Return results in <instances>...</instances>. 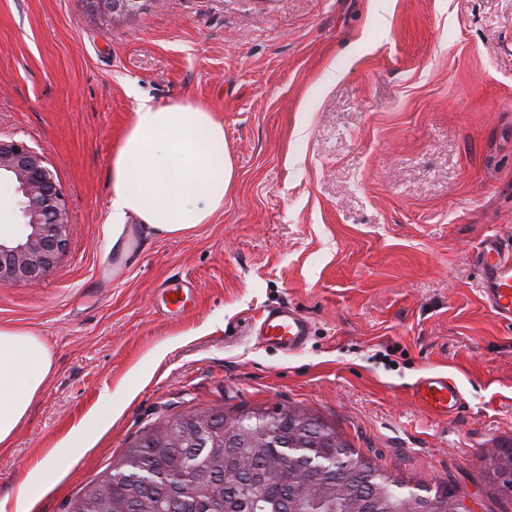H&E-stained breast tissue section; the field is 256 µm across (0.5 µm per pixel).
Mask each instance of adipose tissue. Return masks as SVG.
Instances as JSON below:
<instances>
[{
  "instance_id": "obj_1",
  "label": "adipose tissue",
  "mask_w": 512,
  "mask_h": 512,
  "mask_svg": "<svg viewBox=\"0 0 512 512\" xmlns=\"http://www.w3.org/2000/svg\"><path fill=\"white\" fill-rule=\"evenodd\" d=\"M134 118L109 168L108 222L123 231L137 219L147 234L187 236L223 208L235 182L224 125L206 106L175 102L160 105L130 88ZM53 365L52 353L34 332L0 327V447H7L27 415ZM88 435L77 426L29 468V490L53 482L59 456L77 453Z\"/></svg>"
}]
</instances>
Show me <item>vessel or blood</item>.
Listing matches in <instances>:
<instances>
[{"mask_svg":"<svg viewBox=\"0 0 512 512\" xmlns=\"http://www.w3.org/2000/svg\"><path fill=\"white\" fill-rule=\"evenodd\" d=\"M476 263L483 299L499 321L512 325V247L498 236H488L476 253ZM310 332V320L290 306L268 309L257 325L259 341L286 355L302 350ZM412 397L428 415L444 420L462 413L466 404L455 380L438 372L420 378Z\"/></svg>","mask_w":512,"mask_h":512,"instance_id":"vessel-or-blood-1","label":"vessel or blood"}]
</instances>
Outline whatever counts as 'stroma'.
Masks as SVG:
<instances>
[{"instance_id":"35a3bbf8","label":"stroma","mask_w":512,"mask_h":512,"mask_svg":"<svg viewBox=\"0 0 512 512\" xmlns=\"http://www.w3.org/2000/svg\"><path fill=\"white\" fill-rule=\"evenodd\" d=\"M131 85L224 124L235 188L189 236L108 222ZM0 138L44 154L70 229L39 285L0 286V326L53 357L0 451V498L82 421L33 512H67L160 423L290 407L406 485L512 512L487 467L512 448V326L475 264L487 236L512 241V0H146L118 22L0 0ZM184 281L165 314L160 286ZM283 305L311 321L293 355L256 340ZM439 370L458 418L410 397Z\"/></svg>"}]
</instances>
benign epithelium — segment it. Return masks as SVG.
I'll list each match as a JSON object with an SVG mask.
<instances>
[{"mask_svg":"<svg viewBox=\"0 0 512 512\" xmlns=\"http://www.w3.org/2000/svg\"><path fill=\"white\" fill-rule=\"evenodd\" d=\"M87 10L112 19L133 12L141 0H84ZM20 197L21 229L0 235V285L34 284L59 262L69 236L66 202L44 156L23 141L0 139V180ZM176 443L198 441L204 431L184 417L168 424Z\"/></svg>","mask_w":512,"mask_h":512,"instance_id":"1","label":"benign epithelium"}]
</instances>
